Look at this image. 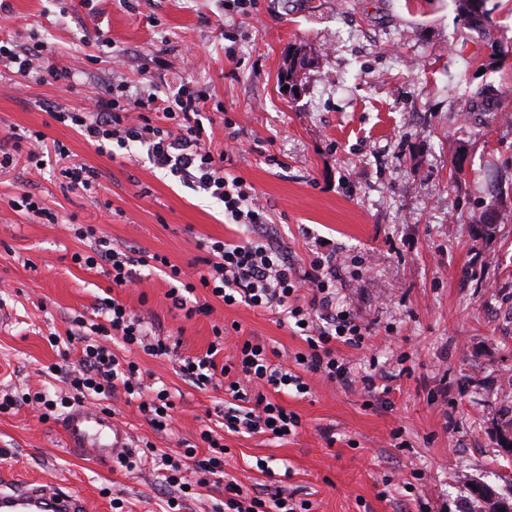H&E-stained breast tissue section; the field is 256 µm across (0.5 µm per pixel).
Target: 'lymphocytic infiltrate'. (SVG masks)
<instances>
[{"instance_id":"lymphocytic-infiltrate-1","label":"lymphocytic infiltrate","mask_w":512,"mask_h":512,"mask_svg":"<svg viewBox=\"0 0 512 512\" xmlns=\"http://www.w3.org/2000/svg\"><path fill=\"white\" fill-rule=\"evenodd\" d=\"M43 52L39 45L17 50L1 44L0 64L35 82L49 78L69 83L70 69L51 63ZM204 104L205 96L198 89L182 87L165 95L134 93L126 81L118 80L92 107L58 109L52 116L57 122L70 123L101 154L106 153L111 141L122 148L132 142L146 146L148 157L157 168L169 170L182 182L222 203L229 223L247 227V235L240 240H217L207 245L201 259L205 274L200 275L198 283L187 282L182 288L170 289L172 305L178 309L190 305L195 312L209 313V304L193 305L188 299L202 286L225 305L242 303L276 312L291 322L292 332L304 338L307 348L285 363L279 361L278 350L248 338L233 343L224 356L213 345L205 356L184 357L180 370L199 387L223 378V432L263 434L271 439L288 437L296 434L301 418L277 402L275 395L290 387L297 394H308L306 374H319L346 386L358 383L367 392L375 391L377 371L356 368L336 354L340 344L363 348L367 329L349 309L336 306L340 259L335 250L313 252L308 269L301 270L279 245L257 235V228L267 222L265 209L254 187L229 171V152L213 151L200 119ZM80 236L90 240L91 253L74 254V261L89 267L110 265L112 283L120 288L131 282L133 266L161 261L156 254L117 252L90 226ZM90 331V337L83 340L80 369L69 381L70 395L54 400L37 393L28 397V404L35 412L49 415L57 408L82 403L89 396L109 398L121 391L138 399V409L153 429L164 430L172 418L171 395L164 387L144 395L139 366L128 360L125 352L135 346L151 356H172L177 352L176 345L165 337H149L143 318L113 297L107 299L102 320L91 324ZM115 341L121 343L122 352L112 349ZM221 434L213 430L201 432L200 439L209 450L203 458L197 457V448L191 444L174 455L161 453L166 483L181 490L180 497L167 501L173 512H186L194 486H205L206 475H223L227 448ZM193 471L198 472V481H191L189 474ZM224 512H309V508L282 488L267 494L250 493L235 478L225 477Z\"/></svg>"}]
</instances>
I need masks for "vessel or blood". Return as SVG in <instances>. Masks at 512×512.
Wrapping results in <instances>:
<instances>
[{
	"label": "vessel or blood",
	"mask_w": 512,
	"mask_h": 512,
	"mask_svg": "<svg viewBox=\"0 0 512 512\" xmlns=\"http://www.w3.org/2000/svg\"><path fill=\"white\" fill-rule=\"evenodd\" d=\"M65 445L72 451L111 463L116 449L127 447L128 434L114 422L111 412L74 406L63 418ZM0 512H87L84 498L37 482L13 483L0 479Z\"/></svg>",
	"instance_id": "vessel-or-blood-1"
}]
</instances>
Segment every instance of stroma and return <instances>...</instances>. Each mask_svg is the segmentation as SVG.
Here are the masks:
<instances>
[{
	"label": "stroma",
	"mask_w": 512,
	"mask_h": 512,
	"mask_svg": "<svg viewBox=\"0 0 512 512\" xmlns=\"http://www.w3.org/2000/svg\"><path fill=\"white\" fill-rule=\"evenodd\" d=\"M7 2L0 40L45 45L74 82L21 80L0 66V141L39 131L66 150L39 171L23 151L0 169V389L67 392L82 325L112 297L150 333L178 339L179 356L205 354L213 326L234 323L282 355L306 348L278 315L224 305L199 286L210 313L174 308L159 270L134 267L133 282L116 288L106 269L74 261L90 251L76 230L91 225L115 249L165 256L196 283L197 241L243 233L222 204L156 168L146 147L102 155L50 116L103 94L125 51L131 85L207 91L214 147L234 123V172L298 266L319 241L335 246L339 300L370 333L364 348L338 354L377 360L391 388L381 403L362 386L309 376L306 398L279 397L301 417L297 434L225 435V471L251 491L285 487L310 512H485L475 483L512 499L499 435L512 419V0H486L482 26L466 23L458 0H256L247 14L238 0ZM293 58L303 62L294 96L281 82ZM485 90L487 112L476 106ZM73 165L96 169L90 188L68 186L61 171ZM26 189L55 223L11 207ZM133 359L175 403L159 432L125 394L105 400L136 456L221 427L223 386L197 388L177 358ZM64 415L41 421L24 403L0 413V470L80 493L89 512H113L116 497L130 512H165L176 488L72 452Z\"/></svg>",
	"instance_id": "1"
}]
</instances>
